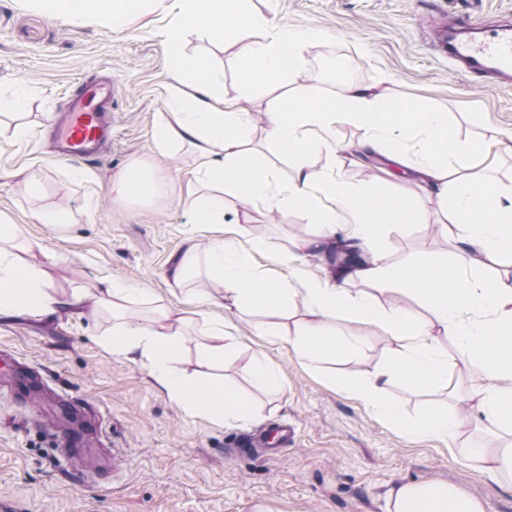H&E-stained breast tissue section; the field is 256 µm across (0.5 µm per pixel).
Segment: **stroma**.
<instances>
[{
    "instance_id": "obj_1",
    "label": "stroma",
    "mask_w": 512,
    "mask_h": 512,
    "mask_svg": "<svg viewBox=\"0 0 512 512\" xmlns=\"http://www.w3.org/2000/svg\"><path fill=\"white\" fill-rule=\"evenodd\" d=\"M277 24L297 32L319 31L320 42L306 51L303 69L291 86L312 84L328 97L347 84L375 87L387 98L447 112L455 141L467 145L493 140V175L512 183V84L488 85L436 50L433 37L446 13L470 11L485 20L512 18V0H255ZM151 16L122 30L98 24L80 28L62 19L0 0V98L25 89L21 113L0 111V217L24 228L21 257L40 267L60 305L42 314L0 315V350L24 363L38 385L24 392L18 382L0 387V504L19 512H387V493L399 482H447L480 501L485 512H512V479L484 473L475 449L493 455L502 444L467 403H450L443 389L416 392L402 382L387 388L408 417L454 407L462 426L455 439L415 438L377 418L356 397L334 388L318 369L302 364L288 332L307 321L305 309L293 318L258 317L228 326L238 348L217 368L218 376L258 407L260 419L219 422L189 412L155 385L149 368L111 352L103 336L112 312L99 303V279L111 278L144 289L128 305L130 320L175 308L182 317V346L172 362L176 374L199 369L204 319L224 314L218 305L221 283L199 276L190 286L210 298L190 305L185 289L169 277L189 243L208 248L220 236L215 224L192 221L190 199L177 173L193 157L181 149L155 150L152 131L164 111L172 83L159 31ZM188 54H208L224 70V101L255 118L250 150L276 164L290 180L295 161L277 162L266 140L263 115L276 91L245 94L238 81V50L190 35ZM349 61L344 75L336 65ZM108 71L115 87L112 144L92 164L56 159L45 131L67 106L83 77ZM27 127L14 138L16 125ZM332 135L341 152H314L319 170L342 173L358 188L399 186L419 216L407 234L390 232L379 240L391 261L445 260L456 250L446 233L449 207L429 195L406 166L379 168V156L349 163L344 148L360 129L336 125ZM152 165L163 191L151 204L116 199L112 179L130 160ZM43 167L44 192L31 197L24 178L32 164ZM72 206L73 223L36 224L34 210ZM224 223L234 240L264 246L254 263L267 278L282 275L268 264L270 251L288 249L300 238L322 231L296 209L248 211L228 199ZM83 301L71 304L72 293ZM341 336L359 337L361 362L337 364V372L360 380L394 351L382 330L344 317ZM276 364L282 377L273 390L254 386L246 368L254 359ZM76 411L87 427L82 455L119 454V470L105 478L82 472L53 446L41 420L58 419L59 405ZM294 426L296 439L274 459L237 454L234 442L248 432L279 422Z\"/></svg>"
}]
</instances>
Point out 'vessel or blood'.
<instances>
[{
    "label": "vessel or blood",
    "mask_w": 512,
    "mask_h": 512,
    "mask_svg": "<svg viewBox=\"0 0 512 512\" xmlns=\"http://www.w3.org/2000/svg\"><path fill=\"white\" fill-rule=\"evenodd\" d=\"M439 27L440 48L460 68L486 78L512 82V19L491 26L472 22L466 16L451 13ZM112 81L108 76L84 78L70 101L56 130L55 139L61 155L70 159L97 157L112 141ZM291 431L287 425L257 433L251 447L287 445Z\"/></svg>",
    "instance_id": "vessel-or-blood-1"
}]
</instances>
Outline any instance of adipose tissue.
Listing matches in <instances>:
<instances>
[{"label":"adipose tissue","mask_w":512,"mask_h":512,"mask_svg":"<svg viewBox=\"0 0 512 512\" xmlns=\"http://www.w3.org/2000/svg\"><path fill=\"white\" fill-rule=\"evenodd\" d=\"M50 17L72 26L92 23L118 30L135 18L162 15L161 30L174 84L164 99L166 119L157 124L153 140L158 150L190 147L195 165L188 183L194 189L192 221H224V197L233 195L244 208L267 212L293 207L323 225L325 237L336 235L343 216L353 226L348 245L361 252L359 262L328 271L322 281L302 279L291 267L290 252H274L268 260L286 268L281 279L268 280L253 263L258 242L243 244L218 239L206 253L189 245L169 271L175 283H184L197 263L224 286L225 319L209 325L201 346L203 366L219 365L237 343L226 330L227 320L272 311L289 314L304 306L309 320L296 331L293 342L310 366L324 361L362 359L364 347L355 336H339L334 324L345 316L382 328L395 345L394 357L366 378L352 381L328 371L333 385L353 392L379 418L411 435L454 438L462 422L454 410L408 419L402 407L385 397L396 379L416 389H449L457 360L478 364L484 383L474 384L466 398L488 426L512 434V276L500 274L503 259L512 258V190L489 180L482 163L490 144L485 140L453 148L447 113L410 108L391 101L374 88L348 84L344 94L327 98L315 86L305 85L279 97L269 107L266 137L283 158H296L293 178L280 182L276 169L248 154L252 119L244 108L224 103V74L208 57H190L182 40L192 32L219 44L240 46L239 77L246 89L265 90L282 84L300 71L307 45L319 32L299 33L277 28L256 10L252 0H25ZM339 123L360 127L357 156L376 154L387 164L402 161V146L410 144L412 168L424 188L451 202L450 239L458 254L446 262L413 260L391 263L379 247V232L403 233L416 223L418 212L402 192L354 189L338 175L311 166L310 154L332 149L331 129ZM113 191L125 201L147 203L159 191L147 162L135 160L119 173ZM15 224H0V313L53 310L42 270L20 261L7 250L19 239ZM360 282L369 293L352 296L349 287ZM414 295L429 312L427 322L409 319L403 311L380 306L376 294L396 287ZM171 311L146 323L130 324L115 316L107 339L113 353L139 354L155 381L184 408L205 410L213 419L252 418L253 404L206 373L179 376L171 369L178 353L180 333ZM448 336L455 355L443 351L440 336ZM388 512H484L482 506L456 487L440 482L398 483L388 492Z\"/></svg>","instance_id":"ef3b65f1"}]
</instances>
